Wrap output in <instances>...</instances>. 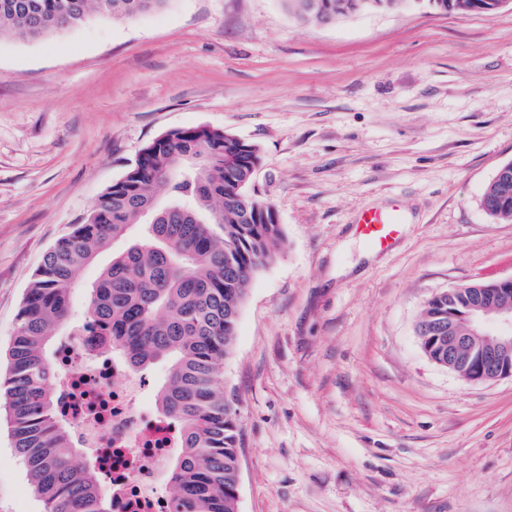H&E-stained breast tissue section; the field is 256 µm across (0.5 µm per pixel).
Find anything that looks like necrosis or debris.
<instances>
[{"mask_svg":"<svg viewBox=\"0 0 512 512\" xmlns=\"http://www.w3.org/2000/svg\"><path fill=\"white\" fill-rule=\"evenodd\" d=\"M96 341L95 328L85 324L61 340L60 410L92 449L113 512H169L162 477L180 429L146 404L147 377L129 372Z\"/></svg>","mask_w":512,"mask_h":512,"instance_id":"obj_1","label":"necrosis or debris"}]
</instances>
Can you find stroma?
I'll return each instance as SVG.
<instances>
[{"label": "stroma", "instance_id": "35a3bbf8", "mask_svg": "<svg viewBox=\"0 0 512 512\" xmlns=\"http://www.w3.org/2000/svg\"><path fill=\"white\" fill-rule=\"evenodd\" d=\"M259 145L248 187L284 233L253 279L224 390L238 512H512V379L469 383L414 324L432 293L512 276L480 199L512 162V4L332 26L280 0H167L0 40V351L45 253L150 141ZM398 207L386 251L357 235ZM0 512H43L0 424Z\"/></svg>", "mask_w": 512, "mask_h": 512}]
</instances>
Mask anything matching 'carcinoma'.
<instances>
[{
    "mask_svg": "<svg viewBox=\"0 0 512 512\" xmlns=\"http://www.w3.org/2000/svg\"><path fill=\"white\" fill-rule=\"evenodd\" d=\"M166 0H0V39L33 38L82 22L92 12L133 17ZM308 0L284 6L305 23ZM337 18L389 10L401 0H316ZM439 14H490L500 0H421ZM260 149L221 129L174 128L109 186L85 221L58 240L34 272L17 314L0 375L14 450L45 512H112L96 460L58 412L56 346L80 272L116 239L140 235L112 256L88 288L83 320L102 326L111 351L139 373L167 366L157 411L177 420L181 446L167 465L172 512H236L240 419L224 391L241 306L253 277L283 243L268 203L247 196V172ZM163 186L164 202L153 190ZM481 205L512 222V195L493 179ZM472 289L433 293L416 321L448 322V301L462 307ZM77 455L88 461L74 463Z\"/></svg>",
    "mask_w": 512,
    "mask_h": 512,
    "instance_id": "cac0c4a2",
    "label": "carcinoma"
}]
</instances>
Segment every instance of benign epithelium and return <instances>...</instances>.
I'll return each mask as SVG.
<instances>
[{
  "label": "benign epithelium",
  "instance_id": "1",
  "mask_svg": "<svg viewBox=\"0 0 512 512\" xmlns=\"http://www.w3.org/2000/svg\"><path fill=\"white\" fill-rule=\"evenodd\" d=\"M512 276L491 284L492 294L462 314L448 313V362L443 367L471 383L512 378V307L496 301Z\"/></svg>",
  "mask_w": 512,
  "mask_h": 512
}]
</instances>
